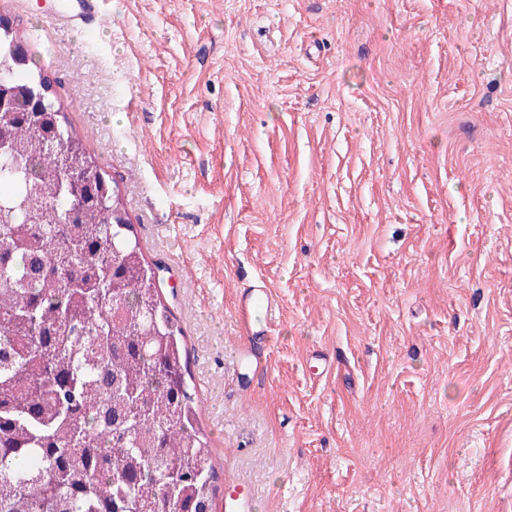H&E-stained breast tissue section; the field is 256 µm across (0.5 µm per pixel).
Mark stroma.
Masks as SVG:
<instances>
[{"label":"stroma","instance_id":"1","mask_svg":"<svg viewBox=\"0 0 512 512\" xmlns=\"http://www.w3.org/2000/svg\"><path fill=\"white\" fill-rule=\"evenodd\" d=\"M69 4L0 14L160 267L219 490L512 512V0H112L85 31ZM277 305L275 296L265 288H253L241 295V310L249 316V322L246 323L245 328L248 337L266 334L272 312Z\"/></svg>","mask_w":512,"mask_h":512}]
</instances>
